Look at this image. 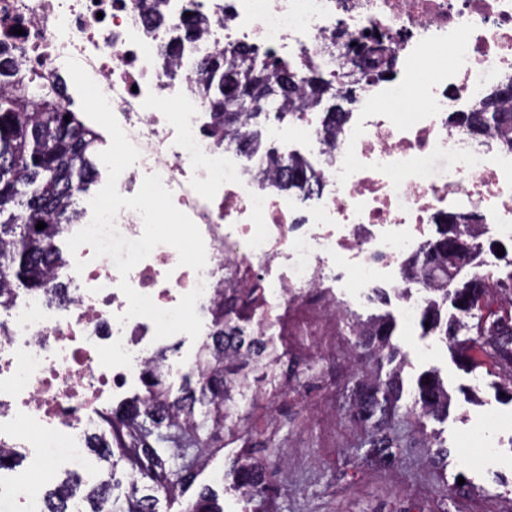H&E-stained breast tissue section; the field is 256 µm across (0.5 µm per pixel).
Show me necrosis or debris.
Here are the masks:
<instances>
[{
    "label": "necrosis or debris",
    "mask_w": 512,
    "mask_h": 512,
    "mask_svg": "<svg viewBox=\"0 0 512 512\" xmlns=\"http://www.w3.org/2000/svg\"><path fill=\"white\" fill-rule=\"evenodd\" d=\"M182 0H164L169 23L152 26L143 0H0V60L40 86L81 63L103 93L139 160L120 176L123 196L159 174L175 206L198 226L207 265L194 271L177 251L157 246L128 276L160 308L203 286L200 305L218 288L263 291L256 333L272 311L323 288L355 289L362 303L390 288L402 320L414 325L428 298L404 263L439 232L444 216L476 214L483 233L512 242V152L476 140L452 117L471 111L512 75V0H200L207 19L190 51L167 60ZM382 36L397 58L389 81L358 90L337 126L321 136L322 115L299 116L307 148L308 190L278 191L267 159L237 161L208 135L207 112L185 74L195 56L250 44L300 62L335 68L325 45ZM181 79H171V71ZM82 272H55L67 302L29 300L0 320V449L50 468L43 444L81 464L88 434L105 426L104 400L140 376L154 354L153 323H118L128 302L111 261L77 252Z\"/></svg>",
    "instance_id": "obj_1"
}]
</instances>
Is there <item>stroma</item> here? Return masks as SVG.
<instances>
[{
  "instance_id": "stroma-1",
  "label": "stroma",
  "mask_w": 512,
  "mask_h": 512,
  "mask_svg": "<svg viewBox=\"0 0 512 512\" xmlns=\"http://www.w3.org/2000/svg\"><path fill=\"white\" fill-rule=\"evenodd\" d=\"M375 318L392 327L395 359L355 357L358 323ZM265 340L282 361L251 373L261 406L240 398L239 410L224 423V448L200 482L222 477L229 459L266 441L285 458L277 512H512V384L502 370L488 363L462 368L423 325L407 328L396 302L361 306L341 291H324L317 302H290ZM160 347L171 369L168 382L179 388L199 344L179 333ZM430 371L448 391L447 417L413 409L419 380ZM362 374L399 379L400 410L390 431L398 456L390 465L366 460L371 431L350 417ZM479 440L495 445L494 462L483 460ZM439 448L447 457L436 456Z\"/></svg>"
}]
</instances>
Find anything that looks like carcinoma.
I'll list each match as a JSON object with an SVG mask.
<instances>
[{"mask_svg":"<svg viewBox=\"0 0 512 512\" xmlns=\"http://www.w3.org/2000/svg\"><path fill=\"white\" fill-rule=\"evenodd\" d=\"M356 47L375 56L384 67L374 66L365 78L385 79L395 73V56L373 37ZM245 55L227 57L219 53L199 63L197 86L211 110L210 131L237 146L243 153H253L259 146V132H242L246 125L268 113L224 112L226 90L240 99L252 95L254 86L271 88L280 73L293 74L296 93L275 98V118L295 115L312 104L324 105V94L338 100L350 89L341 87L337 75L344 69L307 68L300 71L289 63L268 56L259 65L250 62L257 55L252 46H243ZM14 67L0 62V309L15 303L16 290L46 294V283L52 272L64 269L69 260L56 245L64 225L74 224L78 213L75 197L86 189L98 174L93 160L99 134L64 105V87L47 93L44 90L11 80ZM512 87V76L505 77L478 105L476 111L460 114L454 123L474 138H483L494 129L512 128V109L505 104L512 96L503 97L500 88ZM70 116L65 121L64 116ZM273 170L284 174L274 184L278 189L300 188L306 180L307 164L298 157L285 159L269 153ZM43 222L46 227L36 229ZM477 225L465 215L448 218L437 238L422 250V257L407 262L411 276H421L432 286L433 296L424 310L429 329L449 342L464 364H472V352L480 349L508 372L512 381V287L504 299L502 314L488 323L482 302L487 283L474 276L458 282L457 275L476 257ZM262 292L253 288L244 299L236 288H224L212 299L208 312L218 329L207 336L198 351L194 369L197 382L184 378L180 394L171 396L167 377L159 368L163 354H156L143 373L145 392L113 410L106 431L89 437L88 447L107 464L108 478L91 486L81 496L78 484L65 481L44 492L43 512H70V503L78 497L84 512H159L158 504L172 502L194 486L210 457L224 448V412L226 403L237 395L245 396L250 388V365L264 367L273 359V351L261 336L248 330L253 305ZM452 301L458 310L477 318L473 334L459 337L460 325L442 322L440 305ZM390 325L379 321L359 328V347L376 354L391 356L395 348L389 343ZM419 408L426 415L448 413V394L433 375L421 379ZM397 379L383 382H359L351 416L371 426L382 436L373 443L375 459L386 463L395 456L393 444L383 434V425L396 416ZM132 475L130 491L125 498L113 494L118 467ZM228 472L242 496L268 502L277 498L272 478L276 472L261 458L241 455L229 462ZM185 512H224L219 492L203 484L187 502Z\"/></svg>","mask_w":512,"mask_h":512,"instance_id":"cac0c4a2","label":"carcinoma"}]
</instances>
